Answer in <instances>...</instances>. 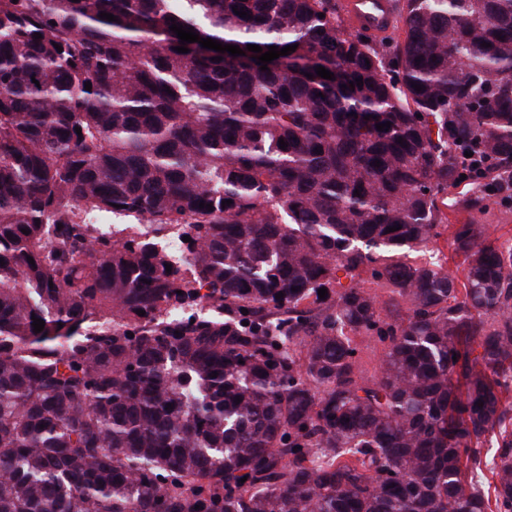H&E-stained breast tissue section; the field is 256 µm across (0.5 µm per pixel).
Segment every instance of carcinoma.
Listing matches in <instances>:
<instances>
[{"instance_id":"cac0c4a2","label":"carcinoma","mask_w":512,"mask_h":512,"mask_svg":"<svg viewBox=\"0 0 512 512\" xmlns=\"http://www.w3.org/2000/svg\"><path fill=\"white\" fill-rule=\"evenodd\" d=\"M172 2L0 0V512H512V0ZM342 7L353 28L364 29L375 37L392 32L396 14L394 0H344ZM472 192L470 185H461L448 194V208L439 201V206L448 220L443 224H464L469 220H475L479 224H488L490 231L500 241L512 239V201L490 205L483 211H465L454 206L456 196L467 195ZM438 231L440 236L434 238L427 247L426 257L419 256L416 258L417 261L428 257L429 253H435L441 259V263L447 271L458 277H462V266L461 258H457L453 255L452 250L448 246V228L441 226ZM358 361V374L368 380L379 375L384 344L368 336L353 337Z\"/></svg>"}]
</instances>
